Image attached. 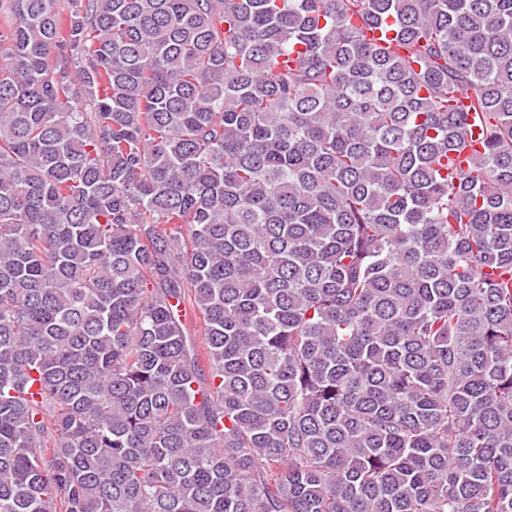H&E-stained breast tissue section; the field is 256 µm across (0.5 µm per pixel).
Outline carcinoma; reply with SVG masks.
<instances>
[{
    "label": "carcinoma",
    "instance_id": "carcinoma-1",
    "mask_svg": "<svg viewBox=\"0 0 512 512\" xmlns=\"http://www.w3.org/2000/svg\"><path fill=\"white\" fill-rule=\"evenodd\" d=\"M67 3L0 0V512H512V0Z\"/></svg>",
    "mask_w": 512,
    "mask_h": 512
}]
</instances>
